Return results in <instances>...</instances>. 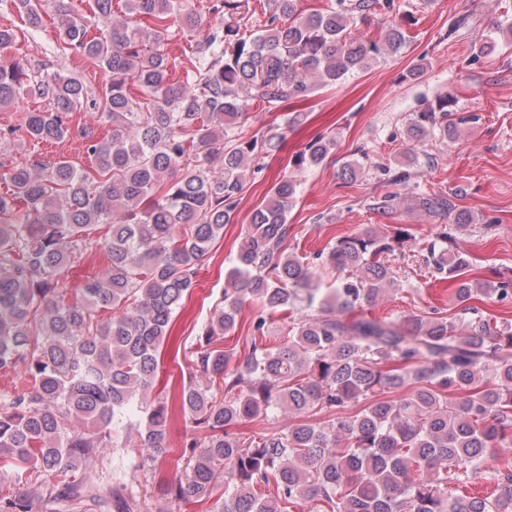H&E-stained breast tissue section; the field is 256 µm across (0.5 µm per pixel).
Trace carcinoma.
I'll return each mask as SVG.
<instances>
[{
	"mask_svg": "<svg viewBox=\"0 0 512 512\" xmlns=\"http://www.w3.org/2000/svg\"><path fill=\"white\" fill-rule=\"evenodd\" d=\"M54 2L57 54L93 61L104 85L96 94L78 78L9 56L17 34L1 28L0 107L25 96L48 105L26 114L14 143L23 150L67 138L66 115L79 107L104 114L112 135L83 131L85 167L58 160L0 173V370L19 367L29 378L21 394L0 392V476L22 488L0 490V512H80L88 502L98 512H134L177 412L201 438L186 442L178 474L161 486L173 506L213 500V512H290L304 500L313 512H512V460L486 466L512 443V323L492 322L476 305L481 297L511 301L512 277L465 278L473 261L456 234L471 215L453 193L420 192L416 202L454 216L423 261L456 282L455 320L437 312L381 318L372 308L395 285L388 258L409 228L336 238L314 256L343 274L324 288L288 245L297 183L282 178L251 216L192 353L193 377L171 397L155 392L172 315L231 222L247 175L263 170L282 139L269 131L239 141L247 105L284 111L315 86L401 50L408 37L395 20L376 38L357 28L378 11L399 14L395 0H334L308 14L297 0H267L259 33L249 36L248 0H210L215 22L205 29L182 0H124L120 17L114 0H92L87 18ZM0 10L17 11L32 31L43 27L37 0H0ZM174 27L203 32L199 68L183 79L169 57ZM447 112L441 98L416 113L408 140L435 129L453 138ZM335 146L319 136L293 166L319 167ZM381 171L394 186L411 180L401 166ZM102 224L104 238L92 239ZM92 248L106 264L71 297L68 269ZM248 301L260 306L258 337L236 360L224 339ZM104 310L112 312L106 320ZM276 313L288 330L269 347L263 339ZM389 393L399 397L382 398ZM349 406L358 410L339 415ZM134 408L144 413L136 431ZM282 412L293 418L287 427L242 432ZM118 446L150 450L132 472L115 474L125 494L109 499L75 479L80 463ZM484 481L494 483L491 493L468 492Z\"/></svg>",
	"mask_w": 512,
	"mask_h": 512,
	"instance_id": "obj_1",
	"label": "carcinoma"
}]
</instances>
